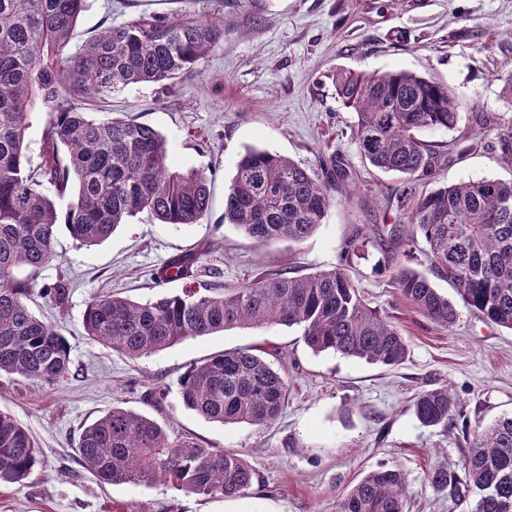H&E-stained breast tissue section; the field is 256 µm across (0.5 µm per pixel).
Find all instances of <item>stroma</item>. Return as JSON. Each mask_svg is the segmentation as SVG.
<instances>
[{
	"label": "stroma",
	"mask_w": 512,
	"mask_h": 512,
	"mask_svg": "<svg viewBox=\"0 0 512 512\" xmlns=\"http://www.w3.org/2000/svg\"><path fill=\"white\" fill-rule=\"evenodd\" d=\"M191 13L224 23V40L173 86L137 84L90 105L95 118L131 117L167 140L177 170H202L212 194L196 224H164L142 213L104 242L86 247L59 229L56 258L38 284L65 277L72 291L59 307L40 292L28 305L70 346L71 373L59 383L0 373V410L38 441L40 464L20 484L0 485V512H334L338 496L378 465L407 478V512H467L469 505L427 482L430 468L458 472L476 427L512 415V331L461 310L449 329L431 323L399 295L379 265L380 247L354 261L350 276L371 306L395 316L408 341L406 360L384 368L333 352L313 353L299 328L239 327L196 336L131 359L87 336L86 306L106 295L154 298L150 274L170 256L211 244L201 281L239 288L280 273L305 275L336 267L358 227L388 231L399 219L403 180L359 154L353 110L337 99L343 71H408L451 87L461 102L454 130L420 137L447 154L438 185L500 177L491 150L496 132L477 113L512 125L501 94V70L512 61V0H87L75 43L104 23ZM481 148L460 154L467 141ZM258 148L320 169L339 157L352 176L336 184L325 224L302 243L266 246L224 221V192L245 150ZM261 347L288 383V404L268 428L206 421L186 409L179 379L228 349ZM448 386L457 417L448 431L422 426L412 401ZM119 405L157 419L197 442L235 450L257 479L240 498H210L145 483L103 485L82 466L83 428Z\"/></svg>",
	"instance_id": "obj_1"
}]
</instances>
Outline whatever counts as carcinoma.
Returning <instances> with one entry per match:
<instances>
[{
	"mask_svg": "<svg viewBox=\"0 0 512 512\" xmlns=\"http://www.w3.org/2000/svg\"><path fill=\"white\" fill-rule=\"evenodd\" d=\"M86 0H0V372L49 385L70 373L64 336L28 308L40 269L56 256L59 215L42 190L72 195L64 216L71 237L88 246L146 213L164 224H197L211 205L202 171L168 165L165 137L133 119L90 118L83 101L105 99L131 84L166 85L224 41V24L188 16L108 25L72 46ZM336 95L357 116L352 139L371 165L404 178L396 197L400 225L390 232L384 268L400 295L446 329L464 307L512 330V177L483 178L431 189L440 152L421 141L422 129L457 126L460 102L448 85L411 72L341 73ZM52 107L39 169L30 168L26 132L37 102ZM500 158L512 171V125L497 135ZM314 172L290 158L249 149L224 194V223L265 244L300 243L325 223L331 183L349 180L341 161ZM379 233L356 230L342 246L343 264L301 276L286 273L242 288L197 281L207 246L169 257L151 273L156 288L182 281L176 294L145 302L104 296L83 314L87 335L129 358L167 349L189 337L235 327L297 326L314 353L332 351L370 364L397 366L408 345L399 327L366 302L345 265L365 257ZM427 272L402 263L415 258L417 239ZM452 284L456 297L435 287ZM67 301L60 277L41 288ZM256 348L223 351L179 380L184 406L209 422L272 425L288 402V384ZM421 425L448 431L456 401L448 386L414 399ZM78 453L105 485L160 484L212 498H237L257 474L240 453L180 438L156 420L114 406L82 431ZM40 462L29 430L0 411V483L20 484ZM464 477L444 466L428 482L459 501L478 492L471 512H512V416L474 431ZM406 477L397 467L367 472L336 500L335 512H405Z\"/></svg>",
	"mask_w": 512,
	"mask_h": 512,
	"instance_id": "cac0c4a2",
	"label": "carcinoma"
}]
</instances>
